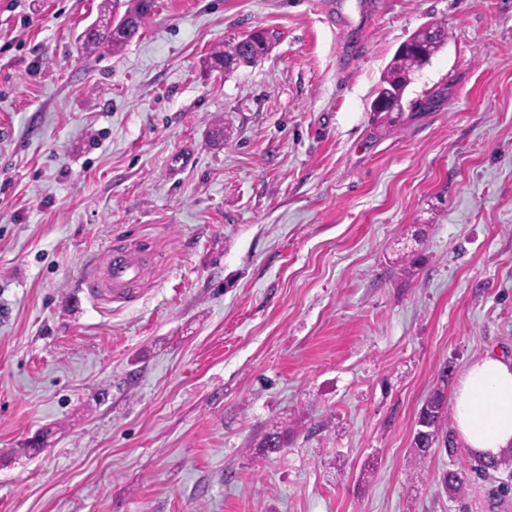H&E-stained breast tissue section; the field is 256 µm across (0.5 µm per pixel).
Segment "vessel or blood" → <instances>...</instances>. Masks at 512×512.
Segmentation results:
<instances>
[{
    "mask_svg": "<svg viewBox=\"0 0 512 512\" xmlns=\"http://www.w3.org/2000/svg\"><path fill=\"white\" fill-rule=\"evenodd\" d=\"M146 275L145 266L134 254L113 252L105 270L85 278L83 286L94 301H122L131 297Z\"/></svg>",
    "mask_w": 512,
    "mask_h": 512,
    "instance_id": "vessel-or-blood-1",
    "label": "vessel or blood"
}]
</instances>
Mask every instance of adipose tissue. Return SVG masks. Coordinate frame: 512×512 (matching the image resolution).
<instances>
[{
  "mask_svg": "<svg viewBox=\"0 0 512 512\" xmlns=\"http://www.w3.org/2000/svg\"><path fill=\"white\" fill-rule=\"evenodd\" d=\"M454 428L473 456L499 457L512 447V359H472L452 394Z\"/></svg>",
  "mask_w": 512,
  "mask_h": 512,
  "instance_id": "ef3b65f1",
  "label": "adipose tissue"
}]
</instances>
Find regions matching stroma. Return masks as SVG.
Returning <instances> with one entry per match:
<instances>
[{
    "label": "stroma",
    "mask_w": 512,
    "mask_h": 512,
    "mask_svg": "<svg viewBox=\"0 0 512 512\" xmlns=\"http://www.w3.org/2000/svg\"><path fill=\"white\" fill-rule=\"evenodd\" d=\"M156 2L88 55L100 0H0V512H512L494 474L448 497L464 444L410 457L441 383L512 359V0L340 30L309 0ZM433 18L405 111L371 112ZM257 29L256 64L210 63ZM118 242L145 281L94 303ZM113 24H107L102 28H91L84 34V37L80 35L81 49L86 54L97 52L99 49L104 48L112 50L113 52L121 50L128 42V35L121 32L120 28ZM114 27V29H112ZM439 37H437V33ZM398 48L388 64L371 104V112H404L403 96L411 77L431 62L432 57L448 42L447 25L431 22L417 29Z\"/></svg>",
    "instance_id": "stroma-1"
}]
</instances>
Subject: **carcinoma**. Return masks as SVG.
<instances>
[{
	"instance_id": "obj_1",
	"label": "carcinoma",
	"mask_w": 512,
	"mask_h": 512,
	"mask_svg": "<svg viewBox=\"0 0 512 512\" xmlns=\"http://www.w3.org/2000/svg\"><path fill=\"white\" fill-rule=\"evenodd\" d=\"M448 42L447 25L443 22H432L417 29L396 50L388 64L372 101L371 111L392 112L404 111L403 96L411 83V77L431 62L432 57ZM128 43V36L120 28L108 24L102 28H92L81 38V49L87 54L101 48L119 51ZM267 50V41L255 40L252 36L242 39L228 40L213 47L211 58L225 67L249 65L257 61ZM422 411L426 413L425 436L419 443H412V458L415 467H420L430 456V451L436 447L455 448L454 437L448 429L453 411L448 404L445 389L437 390ZM285 447V434L282 431H272L264 435L258 448L264 454L277 453ZM505 470L512 475V455L506 454L498 459H474L471 471L482 475L493 470ZM451 494L462 495L469 483L468 472L464 470L448 472L446 480Z\"/></svg>"
}]
</instances>
